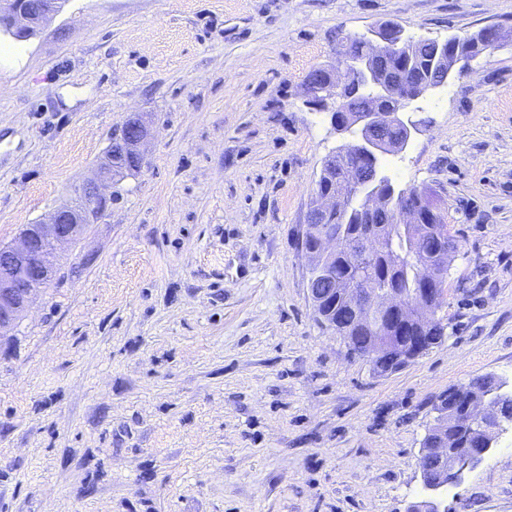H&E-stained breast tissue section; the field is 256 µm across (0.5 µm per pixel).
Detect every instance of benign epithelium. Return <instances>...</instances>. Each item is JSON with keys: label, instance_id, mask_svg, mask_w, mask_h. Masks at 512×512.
I'll use <instances>...</instances> for the list:
<instances>
[{"label": "benign epithelium", "instance_id": "7a95c632", "mask_svg": "<svg viewBox=\"0 0 512 512\" xmlns=\"http://www.w3.org/2000/svg\"><path fill=\"white\" fill-rule=\"evenodd\" d=\"M65 0H44L32 8L27 0H0V33L15 39H28L48 25L59 13ZM374 39L355 53L351 42L343 41L336 48L334 64L313 69L304 81L306 105L317 111H327L336 131L348 138L344 153L361 158L365 177L353 171L341 180L340 188L324 189L316 193V200L308 214L302 251L315 266L323 258H334L346 251L363 261L384 259L393 252L391 236L381 228L360 229L347 241L324 228L341 203L348 197L363 199L364 209L372 214L383 207L385 200L379 196L387 186L388 178L382 175L380 159L402 152L418 122L406 117L412 103L433 90L447 84L454 68L443 70L442 78L424 83L387 84L378 78V64H386L401 55L406 47L403 31L388 24L372 30ZM481 53L482 43L469 42V36H454L436 41L439 56H448V45ZM372 86L376 90L375 106L367 112H348L340 104L347 86ZM402 130V136L390 140L382 135L385 128ZM151 136L149 124L134 115L123 124L120 133L112 138L103 160L98 164L95 178L77 190L72 205L55 210L47 220L24 225L19 242L0 246V335L13 329L21 315L36 296L53 280L61 252L76 243L83 229L93 224L112 200V188L127 175L141 171L145 157L143 146ZM416 190L392 194V223L411 232L423 223L422 214L414 201ZM437 245L431 259L420 262V271L426 287L422 295L429 303L417 302L405 290L390 281L371 280L361 285L349 281L348 274L336 268L330 275L344 293L345 312L353 316L350 327L362 332L375 327L378 333H387L383 339L365 343L363 354L370 362L383 360L388 364L406 359L409 354L419 355L445 340V326L435 319L445 297L448 278V260L454 250L444 235L436 236ZM321 323L336 328V301L309 295ZM505 382L494 377L489 385L474 393L468 384L457 387L465 410L479 433V443L474 446L467 439L453 433L442 420L434 425L441 438L437 448H424L421 452V480L425 495L408 501L403 512H448L438 492L449 486L459 485L466 474L473 471L493 448L506 427L496 409L501 400L509 397L503 392ZM435 454L443 462L441 478L433 480L428 475V455Z\"/></svg>", "mask_w": 512, "mask_h": 512}]
</instances>
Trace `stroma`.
<instances>
[{"label": "stroma", "mask_w": 512, "mask_h": 512, "mask_svg": "<svg viewBox=\"0 0 512 512\" xmlns=\"http://www.w3.org/2000/svg\"><path fill=\"white\" fill-rule=\"evenodd\" d=\"M498 25L506 46L419 100L381 160L459 248L447 338L376 373L318 320L300 249L346 139L304 103L336 34ZM0 244L69 205L134 112L141 171L0 337V512H402L433 401L512 385V0H67L0 37ZM448 512H512V428Z\"/></svg>", "instance_id": "1"}]
</instances>
